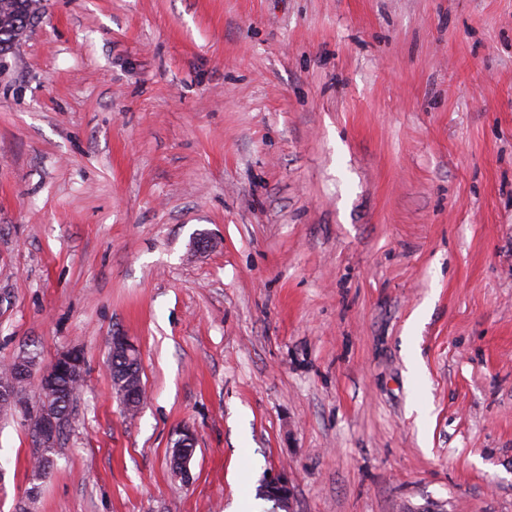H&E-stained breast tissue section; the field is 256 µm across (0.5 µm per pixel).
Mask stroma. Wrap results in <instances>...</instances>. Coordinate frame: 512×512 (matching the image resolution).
I'll list each match as a JSON object with an SVG mask.
<instances>
[{
  "label": "stroma",
  "instance_id": "stroma-1",
  "mask_svg": "<svg viewBox=\"0 0 512 512\" xmlns=\"http://www.w3.org/2000/svg\"><path fill=\"white\" fill-rule=\"evenodd\" d=\"M40 3L0 361L85 372L47 478L0 421V512H272L280 472L292 512H512V0ZM267 482L270 484V487L276 490L277 494L281 498L282 506L286 509V511H291V502H292V489L288 482V477L285 475H279L277 477H273ZM269 488L267 484L262 485V492L267 497V499L273 500L278 509H283V507L279 503V499L275 496V491Z\"/></svg>",
  "mask_w": 512,
  "mask_h": 512
}]
</instances>
